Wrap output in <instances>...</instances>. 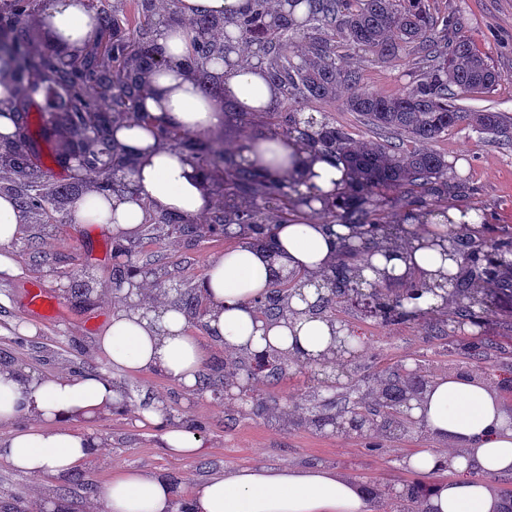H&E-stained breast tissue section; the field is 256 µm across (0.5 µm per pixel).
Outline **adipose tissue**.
<instances>
[{"label": "adipose tissue", "mask_w": 512, "mask_h": 512, "mask_svg": "<svg viewBox=\"0 0 512 512\" xmlns=\"http://www.w3.org/2000/svg\"><path fill=\"white\" fill-rule=\"evenodd\" d=\"M248 0H180V22L161 26L157 47L161 63L146 76L147 88L136 103L138 121H115L114 144L131 160L117 172L113 191L91 190L76 199L69 218L91 224L116 240L141 235L149 211L172 213L194 221L209 212L213 199L202 175L187 155L155 138L162 122L204 135L223 125L209 86L185 58L192 36L191 19L233 17ZM56 45L80 52L99 29L97 15L81 0H49L40 16ZM226 100L238 111L259 114L279 94L263 66L245 59L235 46L229 61L213 66ZM19 84L8 66H0V153L15 133L12 120ZM245 164L273 174L313 194L298 218L275 224L272 246L241 243L208 257L198 291L207 307L206 334L225 353L256 354L275 349L296 362L319 358L337 346L339 325L308 313L315 302L314 280L338 260L354 228L313 219L324 200L334 199L348 181L346 167L335 158L311 152L294 135L268 133L248 139L238 150ZM431 230L406 227L404 247L374 250L357 274L368 281H403L419 276L428 284L446 283L460 267L448 246L451 232L477 222L474 211L451 207L431 215ZM25 218L16 198L0 194V274L20 276L12 244L24 233ZM304 273L310 279L292 296L280 319L260 318L254 299L265 293L274 273ZM128 300H116L94 340V352L106 370L44 375L19 365L0 366V460L39 481L67 477L92 458L110 453L103 438L76 430L80 420L124 412L133 423L161 430L168 456L188 460L201 452V439L181 420H167L160 400L138 407L125 403L113 370L158 372L178 386L198 385L206 350L188 330V318L172 302L158 300L142 276ZM412 415L424 431L450 449L454 479L435 483L423 502L424 512H499L494 481L512 472V412L496 384L461 375L432 378L420 407ZM29 427H20V420ZM175 485L161 473L120 469L89 512H169ZM189 512H373L358 480L326 467L237 466L224 475L194 485Z\"/></svg>", "instance_id": "obj_1"}]
</instances>
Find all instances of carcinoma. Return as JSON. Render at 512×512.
<instances>
[{"instance_id": "obj_1", "label": "carcinoma", "mask_w": 512, "mask_h": 512, "mask_svg": "<svg viewBox=\"0 0 512 512\" xmlns=\"http://www.w3.org/2000/svg\"><path fill=\"white\" fill-rule=\"evenodd\" d=\"M34 0H0V36L10 41L11 48L0 54V60L13 68L20 84L17 131L30 140L37 133L42 140L51 139L56 127L75 128L95 125L96 140L84 145L82 158L87 177L63 186H54L51 169L40 159L39 152L11 151L8 166L11 182L22 189L18 203L26 213L41 217L47 210H59L89 188L104 191L112 187L106 170L99 165L103 156L122 158L112 144L111 124L114 119L137 121L140 113L135 101L144 91V75L158 64L153 39L156 0H135L133 17L120 11L100 10L99 33L119 30L122 35L100 48L98 37L87 44L80 58L59 53L44 57L30 51L22 25L31 16ZM248 13L236 20L204 17L193 29L192 51L188 64L205 82L214 83L215 76L207 65L224 53V44L214 36L218 29H232L239 41L260 47L261 61L269 80L279 90L280 99L270 112L252 119L240 112L226 116L250 124L256 120L282 133L298 134L316 153L336 156L347 168L349 182L334 200L324 202L322 213L337 224H350L357 235L366 239L370 248L399 247L403 243L401 225L420 218L419 208L431 203L440 205L448 197H466L472 188L466 181L448 180V160L432 149L406 151L394 140L360 142L326 118L312 122L300 119V113L319 101L343 96V104L362 118L364 124L383 133L432 142L449 129L465 123L477 131L490 134L512 145V117L489 109L470 111L461 104L474 96L489 93L501 75L489 58L480 53L465 27L464 18L456 14L431 12L429 0H300L307 6L305 19L294 13L270 16L268 0H251ZM307 47L298 63L292 60V49ZM363 49L384 60L403 53L420 55L421 66L416 79L401 93L384 96L367 84L362 70L354 65L353 54ZM157 138L170 143L195 160L205 172L208 190L214 204L205 223H190L168 213H154L147 225L148 236L161 243L170 238L207 239L221 235L224 225L235 224L239 237L264 246L272 233V224L289 219L298 206L309 198H294L291 185L272 180L244 166L224 145L210 141H192L179 129L159 124ZM393 193L402 210L391 224L382 221L378 202ZM456 251L468 259L455 288L448 291V317L483 318L488 313V298L496 291L512 288L509 269L496 264V253L512 250V232L498 231L482 223L451 236ZM134 253L133 265L151 272V287L163 289L165 283L181 278L180 272L164 266L147 267L140 261V240L128 244L113 242L112 252ZM334 288V299L311 309L312 314L335 319L336 307L353 291L359 281L355 264L338 261L325 274ZM274 291L254 301L256 313L276 320L286 309L295 281H274ZM400 293L379 295L374 299L376 314L396 323H406L423 314V309L398 305ZM200 294L193 289L184 293L181 309L188 318L205 329L198 308ZM500 340L472 345L479 360L495 353L503 359L504 374H512V319L499 322ZM255 357L242 355L216 361L205 367V388L218 386L253 366ZM430 372L423 371L418 380L404 378L394 369H375L364 385V394L351 402L350 409L361 416L379 421L378 435L393 441L408 427L398 418L397 403L413 387L429 383ZM278 399L266 397L257 408L268 422L278 426L305 423L324 429L335 409L321 407L309 416L291 418L280 412ZM368 496L382 512H413L420 502L421 489L409 488L400 499L388 501L377 490Z\"/></svg>"}]
</instances>
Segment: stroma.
<instances>
[{"label":"stroma","instance_id":"1","mask_svg":"<svg viewBox=\"0 0 512 512\" xmlns=\"http://www.w3.org/2000/svg\"><path fill=\"white\" fill-rule=\"evenodd\" d=\"M430 8L440 13L461 12L477 49L490 57L501 74L494 90L473 99L472 107H489L512 116V0H430ZM355 61L363 69L369 87L383 95L402 92L416 76L409 55L383 61L360 50ZM431 147L445 155L449 174L464 176L475 187L476 195L469 200V208L484 213L488 223L512 231V146L496 144L489 135L463 124L450 129ZM56 217L61 226L52 241L36 237L31 245L14 246L23 275L0 277V360L46 375L86 369L85 352L106 323L109 310L105 305L63 292L59 282L46 281L44 267L58 271L85 269L106 284L111 281L116 264L109 235L91 225L66 223L65 212H57ZM234 243L231 237L199 242L183 239L175 250L157 243L147 244L146 249L161 262L185 268L188 284L194 285L205 272L207 257ZM33 284L45 288L63 305L65 314L56 323H45L27 310L26 293ZM336 319L363 339L358 360L342 365L349 380H359L360 368L370 364L397 368L414 362L435 375H472L478 371L487 378L496 375V358L478 365L466 350L439 348L424 319L394 325L343 308L337 309ZM29 324L37 328V335L24 334L23 329ZM118 380L131 400L159 399L173 408L177 418L202 424V454L186 461L173 459L164 452L160 435L152 427H140L130 418L110 415L99 431L112 443V463L81 466L84 482L80 485L68 481L49 483L43 489L41 505L53 507L62 500L69 512H84L85 502L100 495L122 468L162 471L179 477L186 494L199 481L247 464L323 466L353 476L365 485L394 488L415 481L429 485L435 480L434 475L410 471L402 464L404 456L435 445L416 427L399 440L383 442L381 449L372 452L367 440L355 435H334L326 429L305 426L280 429L258 416H228L209 398L186 392L160 375L128 372L119 374ZM316 384L313 374L295 366L276 384L258 383L257 393L274 394L280 403L302 415L306 412L303 394Z\"/></svg>","mask_w":512,"mask_h":512}]
</instances>
